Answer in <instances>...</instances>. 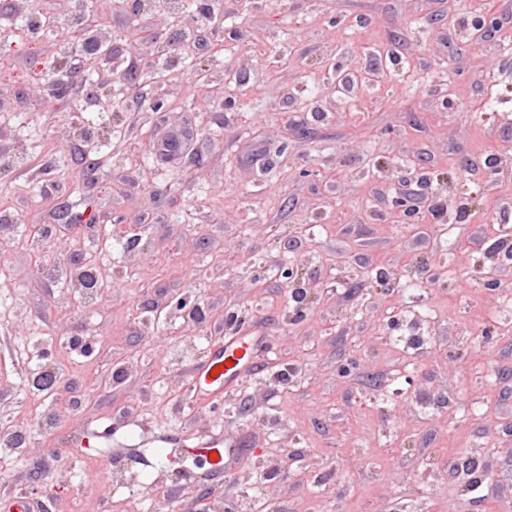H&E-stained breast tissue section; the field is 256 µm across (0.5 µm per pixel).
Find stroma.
Wrapping results in <instances>:
<instances>
[{"instance_id": "35a3bbf8", "label": "stroma", "mask_w": 512, "mask_h": 512, "mask_svg": "<svg viewBox=\"0 0 512 512\" xmlns=\"http://www.w3.org/2000/svg\"><path fill=\"white\" fill-rule=\"evenodd\" d=\"M22 24L0 43V505L512 512V0H0ZM168 135L185 148L153 159ZM236 333L265 337L259 369L198 393ZM213 439L221 465L181 457Z\"/></svg>"}]
</instances>
